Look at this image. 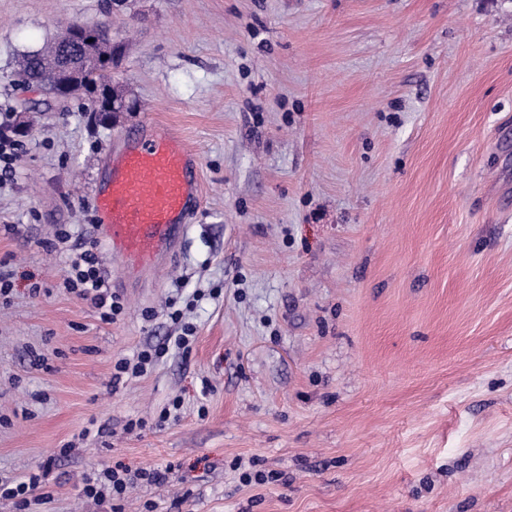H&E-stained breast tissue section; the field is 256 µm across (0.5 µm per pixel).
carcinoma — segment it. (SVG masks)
<instances>
[{
    "mask_svg": "<svg viewBox=\"0 0 512 512\" xmlns=\"http://www.w3.org/2000/svg\"><path fill=\"white\" fill-rule=\"evenodd\" d=\"M88 41L84 42L82 50L71 54L67 75L71 81L70 97L89 102L95 107L99 95L107 89L106 72L114 58L112 52L106 50L109 42L108 27L102 23L84 25ZM67 32L63 31L57 37L48 41L38 50L27 51L19 60L22 84L27 79L39 83L47 93H56V74L49 66L48 59L60 55Z\"/></svg>",
    "mask_w": 512,
    "mask_h": 512,
    "instance_id": "carcinoma-1",
    "label": "carcinoma"
}]
</instances>
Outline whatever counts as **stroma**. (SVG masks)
Masks as SVG:
<instances>
[{
    "label": "stroma",
    "mask_w": 512,
    "mask_h": 512,
    "mask_svg": "<svg viewBox=\"0 0 512 512\" xmlns=\"http://www.w3.org/2000/svg\"><path fill=\"white\" fill-rule=\"evenodd\" d=\"M75 22L112 26L135 107L111 122L15 85ZM22 120L0 483L73 447L26 512H111L82 478L118 462L176 466L125 512H512V0H0V123ZM144 124L198 155L201 194L108 323L63 280ZM171 299L190 353L114 378L179 335ZM183 331L179 336H170L166 343L150 347L148 349L141 350L137 353L133 363L131 359L122 358L119 359L115 364V377L119 378L121 374L128 373L131 370L132 375H141L147 373V366H153V364L161 357H163L172 346L182 349L183 352H189V336L194 335V326L190 323H183L181 326Z\"/></svg>",
    "instance_id": "stroma-1"
}]
</instances>
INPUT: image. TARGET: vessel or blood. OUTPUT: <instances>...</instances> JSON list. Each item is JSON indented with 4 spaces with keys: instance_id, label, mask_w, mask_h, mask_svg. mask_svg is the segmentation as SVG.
Listing matches in <instances>:
<instances>
[{
    "instance_id": "b4317fda",
    "label": "vessel or blood",
    "mask_w": 512,
    "mask_h": 512,
    "mask_svg": "<svg viewBox=\"0 0 512 512\" xmlns=\"http://www.w3.org/2000/svg\"><path fill=\"white\" fill-rule=\"evenodd\" d=\"M198 172L197 155L173 133L152 125L128 133L95 201L97 235L122 261L118 286L138 287L172 257L199 196Z\"/></svg>"
}]
</instances>
